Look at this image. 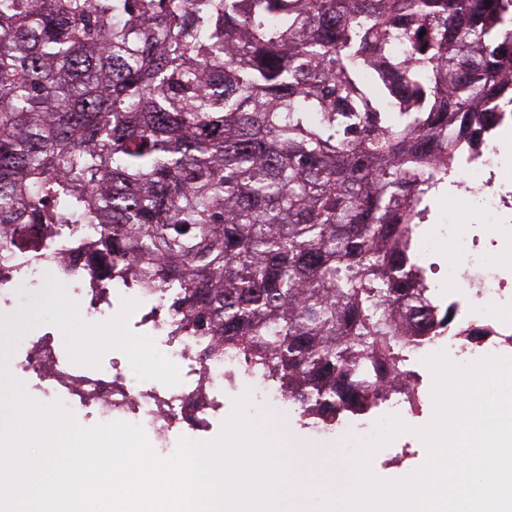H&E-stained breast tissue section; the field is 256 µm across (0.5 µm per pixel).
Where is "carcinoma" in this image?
Segmentation results:
<instances>
[{"mask_svg": "<svg viewBox=\"0 0 512 512\" xmlns=\"http://www.w3.org/2000/svg\"><path fill=\"white\" fill-rule=\"evenodd\" d=\"M510 7L0 0V224H103L204 357L305 418L368 408L450 323L414 245L457 143L512 105Z\"/></svg>", "mask_w": 512, "mask_h": 512, "instance_id": "obj_1", "label": "carcinoma"}]
</instances>
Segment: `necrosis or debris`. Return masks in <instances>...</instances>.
I'll return each instance as SVG.
<instances>
[{"label": "necrosis or debris", "instance_id": "necrosis-or-debris-1", "mask_svg": "<svg viewBox=\"0 0 512 512\" xmlns=\"http://www.w3.org/2000/svg\"><path fill=\"white\" fill-rule=\"evenodd\" d=\"M512 118L482 133L477 147L459 145L458 183L471 194L470 204L485 217L495 236L466 242L468 259L448 269V287L431 284L436 300L454 311L455 329L407 347L404 369L387 389L386 401L417 415L426 359L438 353L460 361L512 357V143H505ZM97 224L59 227L0 225V315L14 314L40 292L47 276L63 282L80 304V314L99 324L116 317L124 301H136L138 324L151 331L167 358L180 370L181 382L167 386L141 380L120 359L76 366L64 356L59 335L26 333L13 353V374L48 402H60L84 426L125 421L142 426L155 453L172 457L180 437L208 442L224 426V393L248 384L260 409L290 406L278 380L252 372L235 355L201 359L198 340L183 328L181 316L166 300L141 287L120 263L98 253ZM377 411L345 410L328 426L312 428L313 444H325L340 429L359 438L374 436Z\"/></svg>", "mask_w": 512, "mask_h": 512}]
</instances>
